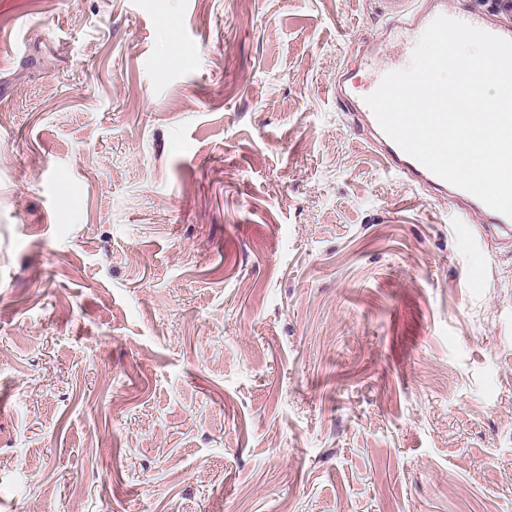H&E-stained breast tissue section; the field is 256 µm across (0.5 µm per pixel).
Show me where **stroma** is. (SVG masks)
<instances>
[{"instance_id": "obj_1", "label": "stroma", "mask_w": 512, "mask_h": 512, "mask_svg": "<svg viewBox=\"0 0 512 512\" xmlns=\"http://www.w3.org/2000/svg\"><path fill=\"white\" fill-rule=\"evenodd\" d=\"M392 0H0V512H512V249L336 80Z\"/></svg>"}]
</instances>
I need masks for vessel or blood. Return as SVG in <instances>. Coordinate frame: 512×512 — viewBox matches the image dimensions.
<instances>
[{
    "instance_id": "obj_1",
    "label": "vessel or blood",
    "mask_w": 512,
    "mask_h": 512,
    "mask_svg": "<svg viewBox=\"0 0 512 512\" xmlns=\"http://www.w3.org/2000/svg\"><path fill=\"white\" fill-rule=\"evenodd\" d=\"M446 16L480 28L493 35L512 40V25L500 24L487 20L476 11L449 8L447 0H429L428 4L418 12L398 19L396 25L378 36V43L392 42V51H386L371 57L364 64L368 77L359 80L358 76H350L351 85L359 89L354 102L363 112L365 122L373 139L381 147L387 168L412 183L428 186L448 197L449 201L459 202L457 212L458 223H468L470 217H478L480 223L492 226L512 240V218L489 208L473 194L439 178L418 160L402 151L379 126L373 112L365 103V96L371 94L379 86L383 76L391 71L406 68L418 40L427 26L438 16Z\"/></svg>"
}]
</instances>
